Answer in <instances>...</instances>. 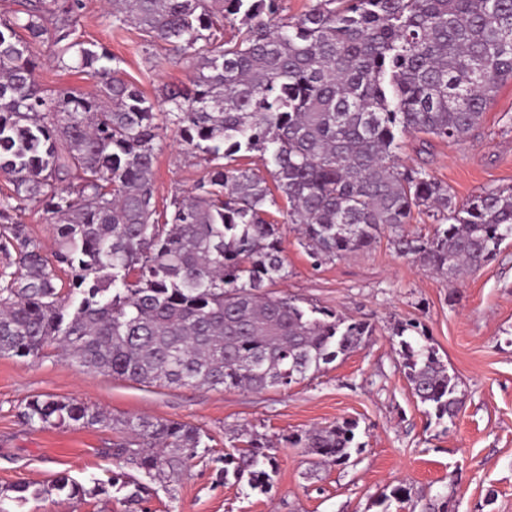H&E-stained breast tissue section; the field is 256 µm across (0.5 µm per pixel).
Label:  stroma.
Wrapping results in <instances>:
<instances>
[{"label": "stroma", "mask_w": 512, "mask_h": 512, "mask_svg": "<svg viewBox=\"0 0 512 512\" xmlns=\"http://www.w3.org/2000/svg\"><path fill=\"white\" fill-rule=\"evenodd\" d=\"M83 39L106 47L126 79L150 97L184 82L186 63L153 65L137 31L113 37L105 0H86L78 22ZM154 194L159 205L191 190L204 163L180 143L174 126L160 130ZM403 165L422 168L447 185L456 202L482 189L512 185V81L504 83L479 128L459 142L405 137ZM288 276L274 292L305 307H325L368 323L372 336L288 388L252 392L207 386H155L88 370L46 347L38 358L0 356V487L32 484L43 491L22 512H127L111 492L66 498L54 485L69 476L92 487L115 463L107 450L119 434L112 422L131 416L200 427L209 453L158 487L146 512H378L373 495L412 488L415 512H512V239L481 269L449 283L415 255L403 254L383 230L377 244L336 261L315 262L293 225L281 227ZM413 322L449 373L463 406L453 421L430 422L402 372L391 338ZM71 397L99 409L104 422L39 428L20 411L36 395ZM358 424L361 451L345 466L312 468L288 437L336 422ZM256 433L277 446L278 475L270 491L225 479V450Z\"/></svg>", "instance_id": "stroma-1"}]
</instances>
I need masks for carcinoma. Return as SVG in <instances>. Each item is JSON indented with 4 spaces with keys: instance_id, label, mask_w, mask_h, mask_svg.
<instances>
[{
    "instance_id": "1",
    "label": "carcinoma",
    "mask_w": 512,
    "mask_h": 512,
    "mask_svg": "<svg viewBox=\"0 0 512 512\" xmlns=\"http://www.w3.org/2000/svg\"><path fill=\"white\" fill-rule=\"evenodd\" d=\"M84 0H23L0 18V356L55 344L79 365L143 384L288 388L357 349L373 329L329 309L271 295L288 277L280 224L298 225L321 262L398 233L400 251L456 280L512 238V187L453 202L424 169L399 163L405 135L459 141L478 128L512 80V0H313L294 18L280 0H112V32L136 30L179 57L187 82L161 102L122 76L104 47L76 37ZM235 30L224 39V28ZM85 73L92 94L44 91L42 49ZM207 165L191 195L154 198L156 107ZM257 153L266 174L239 164ZM43 210L56 241L48 258L22 214ZM434 223L424 240L399 232ZM393 329L402 371L428 417L460 411L458 378L433 347ZM21 417L41 428L94 426L75 398L37 395ZM112 444L117 467L163 478L208 453L197 426L128 417ZM343 421L288 439L312 464L347 465L361 451ZM275 449L258 435L224 455V476L267 489ZM114 488L139 505L149 487L124 472L94 486L62 476L70 499ZM30 484L0 489V512L37 499ZM408 487L381 492L389 512Z\"/></svg>"
}]
</instances>
